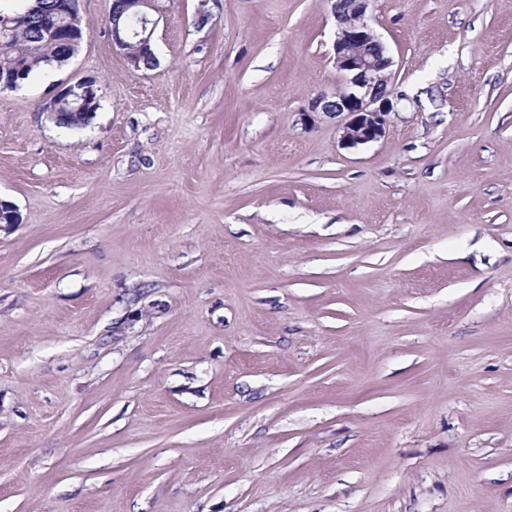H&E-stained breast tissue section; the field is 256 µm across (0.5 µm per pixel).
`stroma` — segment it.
Wrapping results in <instances>:
<instances>
[{
  "label": "stroma",
  "mask_w": 512,
  "mask_h": 512,
  "mask_svg": "<svg viewBox=\"0 0 512 512\" xmlns=\"http://www.w3.org/2000/svg\"><path fill=\"white\" fill-rule=\"evenodd\" d=\"M111 4L0 94V512H512V0H371L350 148L326 0H158L142 71ZM336 20L333 64L349 90L319 93L302 116L306 123L315 113L344 116L341 142L354 147L385 136L389 115L395 112L387 86L393 58L367 19L371 0H327ZM96 83V80L92 77H83L77 80L74 83L70 82H62L59 85L56 93L50 97L42 107V112H48L58 118L61 113L60 112H73V113H62L59 117L58 122L56 123L59 127L66 129H76L87 126L93 118V115L100 107L99 100L98 104L91 110L87 112H93L92 115L82 116L80 115L78 118V114L81 111H73V110H61L56 112L57 108L60 107L62 103L66 101H70L72 103L78 104V108L84 106L91 94V84ZM74 114V116L72 115Z\"/></svg>",
  "instance_id": "obj_1"
}]
</instances>
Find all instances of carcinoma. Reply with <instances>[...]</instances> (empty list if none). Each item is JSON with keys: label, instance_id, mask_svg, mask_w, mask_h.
Listing matches in <instances>:
<instances>
[{"label": "carcinoma", "instance_id": "1", "mask_svg": "<svg viewBox=\"0 0 512 512\" xmlns=\"http://www.w3.org/2000/svg\"><path fill=\"white\" fill-rule=\"evenodd\" d=\"M58 3L63 5L65 0H34L28 6L30 20L25 28L6 38L0 36V62L10 63L20 83L43 65L61 66L69 60L68 40L82 28L73 24L71 14L63 8L48 17L51 5Z\"/></svg>", "mask_w": 512, "mask_h": 512}]
</instances>
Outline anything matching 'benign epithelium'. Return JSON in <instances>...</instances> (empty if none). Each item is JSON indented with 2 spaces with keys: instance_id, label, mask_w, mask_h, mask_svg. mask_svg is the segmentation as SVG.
<instances>
[{
  "instance_id": "benign-epithelium-1",
  "label": "benign epithelium",
  "mask_w": 512,
  "mask_h": 512,
  "mask_svg": "<svg viewBox=\"0 0 512 512\" xmlns=\"http://www.w3.org/2000/svg\"><path fill=\"white\" fill-rule=\"evenodd\" d=\"M336 20L333 64L349 90L334 94L319 93L302 113L304 121L315 113L344 117L341 142L347 147L367 144L385 136L389 115L394 111L387 85L393 58L379 34L367 19L371 0H327ZM124 8L136 17V25L116 22L109 25L112 46L137 68L138 52L149 45L158 23L151 10L155 0H125ZM95 79L83 77L74 83L63 82L42 107L56 117L57 108L66 101L82 107L86 104Z\"/></svg>"
}]
</instances>
